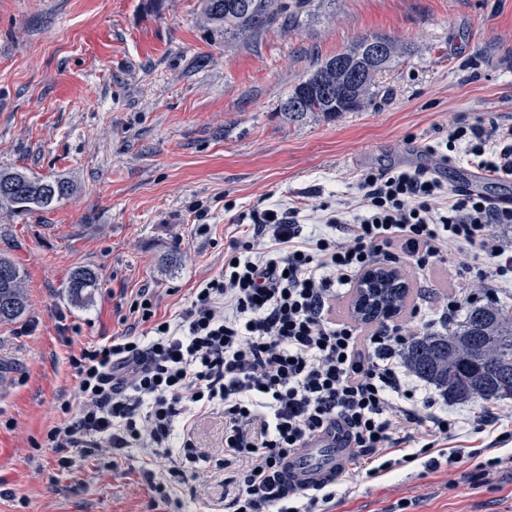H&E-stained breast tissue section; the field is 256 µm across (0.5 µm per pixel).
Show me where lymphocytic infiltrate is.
<instances>
[{"instance_id": "lymphocytic-infiltrate-1", "label": "lymphocytic infiltrate", "mask_w": 512, "mask_h": 512, "mask_svg": "<svg viewBox=\"0 0 512 512\" xmlns=\"http://www.w3.org/2000/svg\"><path fill=\"white\" fill-rule=\"evenodd\" d=\"M460 141L489 176L512 178V126L454 127L446 151ZM358 190L354 217L330 213L318 235L304 234L299 206L252 213L251 235L233 242L188 307L161 322L152 306L133 302L150 335L125 333L72 355L82 401L61 403L44 437L59 470L71 469L76 452L134 451L154 503L179 504L175 483L197 476L196 423L220 406L224 457L245 463L224 512H317L335 500L332 483L290 493L282 468L333 426L345 428L352 459L375 477L410 459L433 469L457 463L461 449L442 441L469 424L502 423L496 407L460 416L420 394L398 355L408 340L403 319L372 325L340 305L380 264H409L430 281L451 243L465 273L511 285L512 249L489 227L512 224V205L449 190L418 168L365 172Z\"/></svg>"}]
</instances>
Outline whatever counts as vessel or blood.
Segmentation results:
<instances>
[{"label": "vessel or blood", "mask_w": 512, "mask_h": 512, "mask_svg": "<svg viewBox=\"0 0 512 512\" xmlns=\"http://www.w3.org/2000/svg\"><path fill=\"white\" fill-rule=\"evenodd\" d=\"M349 468L344 433L330 429L313 437L284 468L288 489L302 491L344 474Z\"/></svg>", "instance_id": "vessel-or-blood-1"}]
</instances>
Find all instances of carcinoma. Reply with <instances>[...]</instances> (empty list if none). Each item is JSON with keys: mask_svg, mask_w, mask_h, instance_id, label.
I'll list each match as a JSON object with an SVG mask.
<instances>
[{"mask_svg": "<svg viewBox=\"0 0 512 512\" xmlns=\"http://www.w3.org/2000/svg\"><path fill=\"white\" fill-rule=\"evenodd\" d=\"M310 0H203L207 19L224 32L241 36L274 24L292 27ZM379 40L383 54L373 61L370 42ZM403 48L391 38L364 35L344 51L320 59L298 83L282 106L289 114L319 112L334 117L364 108L376 95L378 76L399 63ZM72 192L61 178L45 180L18 169H0V211L12 214L53 207ZM0 322L24 316L26 292L17 266L0 256ZM97 273L90 267L74 270L67 282L72 299L81 301L95 286ZM406 301L395 288L380 294L375 315L395 314ZM410 372L434 386L452 403L512 398V311L506 305H472L463 320L445 333H416L404 352Z\"/></svg>", "mask_w": 512, "mask_h": 512, "instance_id": "carcinoma-1", "label": "carcinoma"}]
</instances>
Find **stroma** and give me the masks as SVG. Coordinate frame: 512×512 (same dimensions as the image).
<instances>
[{
  "label": "stroma",
  "instance_id": "stroma-1",
  "mask_svg": "<svg viewBox=\"0 0 512 512\" xmlns=\"http://www.w3.org/2000/svg\"><path fill=\"white\" fill-rule=\"evenodd\" d=\"M402 44L366 107L328 118L281 105L316 58L361 35ZM512 125V0H311L291 29L247 39L215 29L201 0H0V169L62 178L51 209L0 212V255L20 269L24 317L0 322V512H157L136 456L109 469L75 456L59 471L42 447L73 399L72 354L148 324H129L140 293L168 319L198 280L224 265L239 217L300 203L306 231L319 206L358 194L367 170L425 168L449 188L477 169L464 148L433 154L449 126ZM90 267L82 302L65 288ZM212 450L205 480L178 487L183 512H222L240 463L218 454L224 417L198 421ZM492 430L449 439L459 463H405L377 478L351 466L352 492L329 512H512V469L481 486L460 475L470 451L512 450Z\"/></svg>",
  "mask_w": 512,
  "mask_h": 512
}]
</instances>
